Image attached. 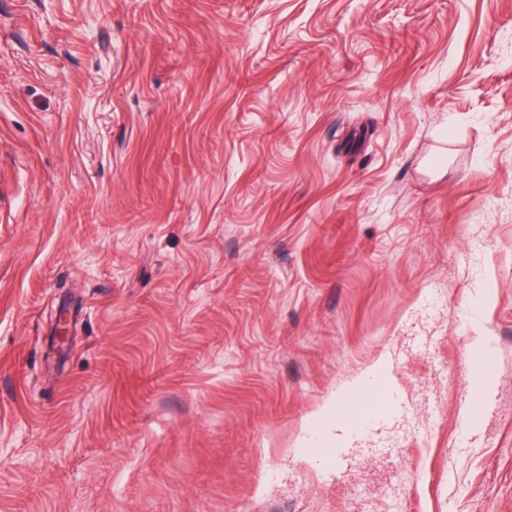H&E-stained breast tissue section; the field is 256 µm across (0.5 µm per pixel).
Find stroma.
<instances>
[{
    "label": "stroma",
    "instance_id": "35a3bbf8",
    "mask_svg": "<svg viewBox=\"0 0 512 512\" xmlns=\"http://www.w3.org/2000/svg\"><path fill=\"white\" fill-rule=\"evenodd\" d=\"M0 512H512V0H0ZM401 404L400 396L394 388L389 389L384 396L372 405L364 415L358 414L352 419L355 432H365L375 425L391 417Z\"/></svg>",
    "mask_w": 512,
    "mask_h": 512
}]
</instances>
